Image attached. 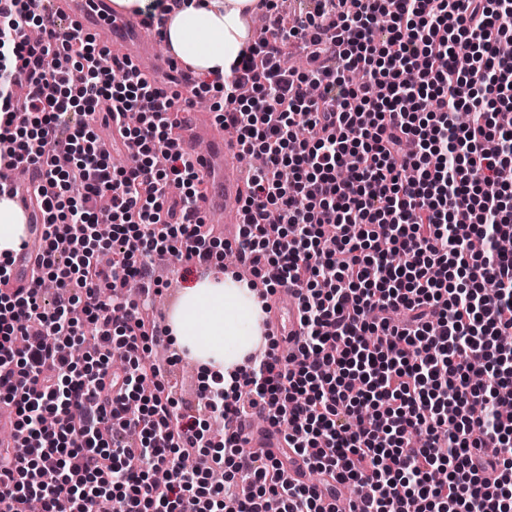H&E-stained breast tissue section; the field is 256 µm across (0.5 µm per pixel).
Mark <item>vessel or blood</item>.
<instances>
[{"mask_svg": "<svg viewBox=\"0 0 512 512\" xmlns=\"http://www.w3.org/2000/svg\"><path fill=\"white\" fill-rule=\"evenodd\" d=\"M45 9L51 17L71 20L93 31L104 45L115 48L120 59L133 63L150 81L164 83L173 78L183 81L192 76L190 69L172 65L158 52L159 41L153 25L114 14L107 0H47ZM183 121L184 129L174 149L189 159L206 183L207 191L200 205L202 222L212 226L214 236L234 242L239 233L237 216L245 198L242 174L228 159L234 144L227 131L208 116L187 112ZM38 183V176L33 175L14 184L15 200L33 222L34 229L27 235V247L18 253L12 266V275L6 284L10 291L29 287L43 249L44 218L36 192ZM269 305L270 324L279 336L298 331V302L292 291H276L270 296ZM243 435L246 448L261 455L279 454L284 445L281 435L268 426L257 428L253 423H246Z\"/></svg>", "mask_w": 512, "mask_h": 512, "instance_id": "b4317fda", "label": "vessel or blood"}]
</instances>
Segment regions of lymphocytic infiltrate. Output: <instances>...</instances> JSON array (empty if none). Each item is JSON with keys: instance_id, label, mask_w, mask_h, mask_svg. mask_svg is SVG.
I'll return each instance as SVG.
<instances>
[{"instance_id": "1", "label": "lymphocytic infiltrate", "mask_w": 512, "mask_h": 512, "mask_svg": "<svg viewBox=\"0 0 512 512\" xmlns=\"http://www.w3.org/2000/svg\"><path fill=\"white\" fill-rule=\"evenodd\" d=\"M268 24L228 75L219 122L263 168L247 185L235 252L267 299L293 289L294 353L251 355L216 373L198 414H181L142 305L158 293L141 252L211 261L201 236L203 178L168 145L178 92L137 75L114 82L79 25L58 30L43 0H0V162L43 179L45 250L29 288L2 290L0 400L20 445L0 447V512H326L365 486L350 512H512V0H313ZM35 25L39 42L25 29ZM305 50V66L288 50ZM122 121L135 149L114 169L91 122ZM111 250L112 263L98 256ZM53 310L39 303L45 281ZM101 352H70L83 321ZM125 363L112 365L110 348ZM265 416L320 474L288 482L281 462L249 453L235 427ZM136 444H109L106 433ZM208 449L191 471L170 463ZM224 473L212 480V467Z\"/></svg>"}]
</instances>
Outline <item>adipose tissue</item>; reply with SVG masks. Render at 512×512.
Listing matches in <instances>:
<instances>
[{
    "mask_svg": "<svg viewBox=\"0 0 512 512\" xmlns=\"http://www.w3.org/2000/svg\"><path fill=\"white\" fill-rule=\"evenodd\" d=\"M259 0H183L166 14L162 40L168 54L205 74H227L248 40V13ZM26 217L16 202L0 196V256L17 251ZM261 304L232 273L203 279L185 289L172 315L173 333L193 359L233 372L245 365L263 335Z\"/></svg>",
    "mask_w": 512,
    "mask_h": 512,
    "instance_id": "obj_1",
    "label": "adipose tissue"
}]
</instances>
